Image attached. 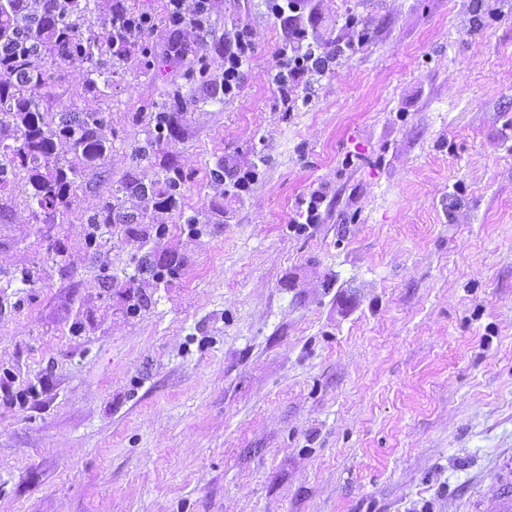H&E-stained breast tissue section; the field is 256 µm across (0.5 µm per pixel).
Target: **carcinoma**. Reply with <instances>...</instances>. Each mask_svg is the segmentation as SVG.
Returning <instances> with one entry per match:
<instances>
[{
    "instance_id": "1",
    "label": "carcinoma",
    "mask_w": 512,
    "mask_h": 512,
    "mask_svg": "<svg viewBox=\"0 0 512 512\" xmlns=\"http://www.w3.org/2000/svg\"><path fill=\"white\" fill-rule=\"evenodd\" d=\"M89 0H0V150L25 164L29 198L47 224L87 168L105 165L112 129L102 113L87 111L71 119L52 111L61 63L79 58L88 63L83 94L104 98L112 89V56L124 51L112 18L100 29L87 24ZM67 144L72 158L57 153ZM183 174L146 172L130 176L89 216L92 224H143L159 195L176 196ZM132 210H126L125 204Z\"/></svg>"
}]
</instances>
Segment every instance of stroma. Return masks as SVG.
Segmentation results:
<instances>
[{
  "label": "stroma",
  "mask_w": 512,
  "mask_h": 512,
  "mask_svg": "<svg viewBox=\"0 0 512 512\" xmlns=\"http://www.w3.org/2000/svg\"><path fill=\"white\" fill-rule=\"evenodd\" d=\"M112 93L64 63L57 112H102L105 168L55 223L0 207V512H471L512 462V0H311L308 39L354 43L295 110L272 82L289 35L265 0H213L173 32L165 0ZM253 52L214 101L238 17ZM184 48L170 57L172 40ZM184 97L171 104L173 91ZM172 128L147 156L152 113ZM256 167L227 194L219 159ZM185 181L136 277L130 227L86 219L121 181ZM322 223L299 229L311 190ZM207 227L188 238L187 217ZM63 257H56V249ZM27 267L29 285L10 270ZM136 278L130 314L109 280Z\"/></svg>",
  "instance_id": "35a3bbf8"
}]
</instances>
